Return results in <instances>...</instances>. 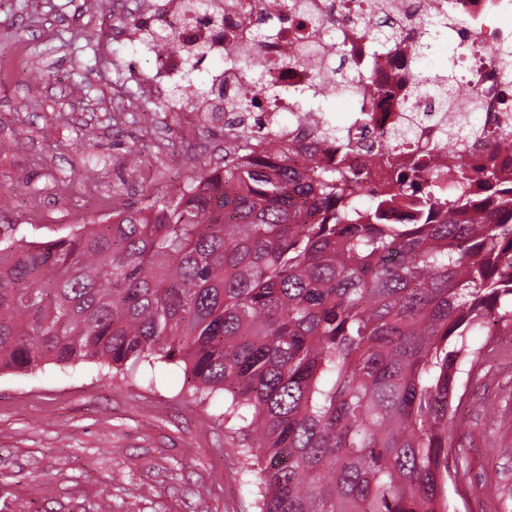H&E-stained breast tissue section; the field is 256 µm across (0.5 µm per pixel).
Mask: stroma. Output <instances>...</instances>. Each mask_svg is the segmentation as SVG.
<instances>
[{
	"mask_svg": "<svg viewBox=\"0 0 512 512\" xmlns=\"http://www.w3.org/2000/svg\"><path fill=\"white\" fill-rule=\"evenodd\" d=\"M112 0H0V225L42 241L185 180L223 148L146 96L150 59L102 23ZM485 362L458 428L468 484L449 512H512V331L473 336ZM152 381L93 362L0 373V512H253L216 404L159 363ZM503 475L499 496L481 487Z\"/></svg>",
	"mask_w": 512,
	"mask_h": 512,
	"instance_id": "stroma-1",
	"label": "stroma"
}]
</instances>
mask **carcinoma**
Instances as JSON below:
<instances>
[{
  "label": "carcinoma",
  "instance_id": "1",
  "mask_svg": "<svg viewBox=\"0 0 512 512\" xmlns=\"http://www.w3.org/2000/svg\"><path fill=\"white\" fill-rule=\"evenodd\" d=\"M260 0H241L270 34ZM363 6L377 47L402 25ZM295 25L300 55L316 47ZM339 63L327 85L351 95ZM235 64L261 92L257 59ZM457 76L414 70L411 91L451 112L439 149L483 129ZM406 126L378 133L387 150ZM254 117L230 126L224 165L202 167L97 224L46 243L0 228V371L95 360L133 378L185 364L184 386L223 395L225 445L255 512H448L459 485L455 425L483 350L466 336L512 325V220L465 217L466 175L419 163L383 198L367 174L312 160ZM448 176V195L438 179ZM439 224H387L416 184Z\"/></svg>",
  "mask_w": 512,
  "mask_h": 512
}]
</instances>
